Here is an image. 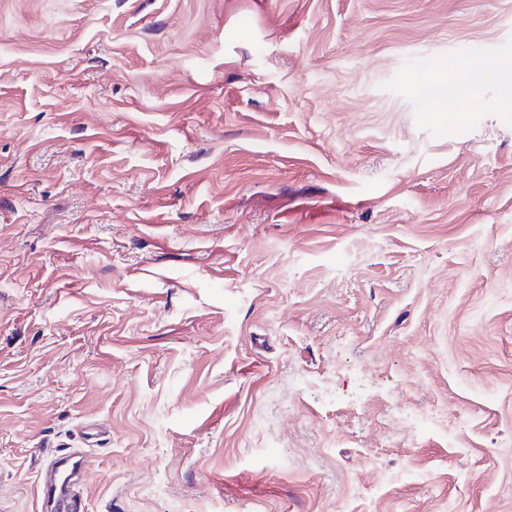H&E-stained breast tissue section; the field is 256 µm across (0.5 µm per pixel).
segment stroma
<instances>
[{
  "label": "stroma",
  "mask_w": 512,
  "mask_h": 512,
  "mask_svg": "<svg viewBox=\"0 0 512 512\" xmlns=\"http://www.w3.org/2000/svg\"><path fill=\"white\" fill-rule=\"evenodd\" d=\"M512 0H0V512H512ZM104 435L86 446L84 433ZM476 75L471 82L464 85L448 86L441 83L431 84L427 90V96L432 102L430 112H448V99L457 101V106L465 103L472 95L475 87L484 80L498 74L499 71L483 65L475 67ZM69 465L70 473L60 482L57 480L58 470L52 469L51 464H47L40 472L42 500L48 489L58 491L60 500L58 510L60 512H86L87 505L82 494L81 488H75L76 483L72 480L77 477L82 480L85 474V459L81 455H73L66 461Z\"/></svg>",
  "instance_id": "stroma-1"
}]
</instances>
